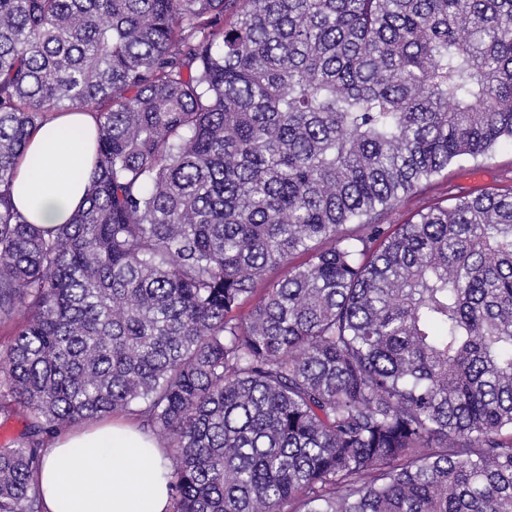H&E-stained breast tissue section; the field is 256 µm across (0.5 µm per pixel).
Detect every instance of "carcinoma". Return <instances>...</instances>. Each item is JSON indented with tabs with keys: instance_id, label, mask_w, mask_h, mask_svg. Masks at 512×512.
<instances>
[{
	"instance_id": "carcinoma-1",
	"label": "carcinoma",
	"mask_w": 512,
	"mask_h": 512,
	"mask_svg": "<svg viewBox=\"0 0 512 512\" xmlns=\"http://www.w3.org/2000/svg\"><path fill=\"white\" fill-rule=\"evenodd\" d=\"M82 110L45 231L14 171ZM503 142L512 0H0V512L116 413L172 512H512V189L384 223ZM63 125L77 130L64 134ZM96 136L92 112L61 116L31 135L16 169L12 201L32 224L52 228L77 211L95 169ZM26 422L20 415L0 417V446H7L13 441L20 440L25 432Z\"/></svg>"
}]
</instances>
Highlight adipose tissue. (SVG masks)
<instances>
[{
  "instance_id": "obj_1",
  "label": "adipose tissue",
  "mask_w": 512,
  "mask_h": 512,
  "mask_svg": "<svg viewBox=\"0 0 512 512\" xmlns=\"http://www.w3.org/2000/svg\"><path fill=\"white\" fill-rule=\"evenodd\" d=\"M97 124L89 112L56 118L32 134L12 201L52 228L77 211L95 169ZM171 471L160 443L131 421L55 438L39 474L44 512H170Z\"/></svg>"
}]
</instances>
